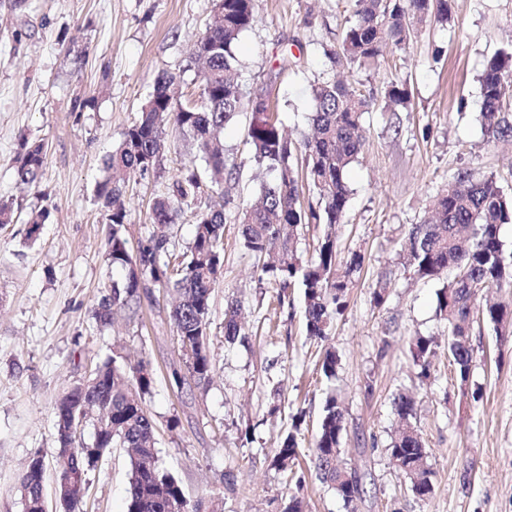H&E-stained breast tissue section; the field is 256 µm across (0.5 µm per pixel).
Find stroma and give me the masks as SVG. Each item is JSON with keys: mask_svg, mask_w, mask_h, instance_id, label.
<instances>
[{"mask_svg": "<svg viewBox=\"0 0 512 512\" xmlns=\"http://www.w3.org/2000/svg\"><path fill=\"white\" fill-rule=\"evenodd\" d=\"M214 9L215 0H0V198L21 204L12 223L0 225V512H23L27 461L53 455L56 400L112 357L150 370L144 405L160 463L200 512H211L218 498L223 512H279L294 483L270 457L295 425L308 512H512V336L475 321L468 381L443 351L419 380L410 338L443 343L448 326L436 314L440 281L418 278L403 258L409 228L424 221L457 171L495 176L512 193V138L488 140L478 121L484 67L512 52V0H452L447 24H414L405 50H386L378 65L362 69L330 56L353 0H255L256 21L237 45L240 81L245 91L269 93L290 137L308 130L315 80L344 76L371 101L364 146L347 172L348 208L334 229L340 257L357 251L364 263L325 340L306 333L301 290L278 302L277 286L259 281L256 259L241 246L235 216L262 181L246 111L222 135L237 174L224 185V272L209 315L207 389L173 379L186 367L165 288L142 290L113 325L94 319L114 276L108 211L96 196L109 175L105 161L159 74L177 76L181 101L197 98L203 71L190 48ZM397 82L411 99L393 112L384 95ZM27 140L45 147L34 187L20 184L16 172ZM201 166L175 140L161 175L129 181V251L153 232L146 216L164 182ZM41 210L48 218L28 238V216ZM376 290L385 293L383 305L372 301ZM235 300L246 325L231 344L224 313ZM327 347L338 357L330 380L319 365ZM275 384L281 410L272 417ZM408 391L433 472L425 501L388 454L398 425L393 400ZM329 394L344 412L341 462L364 489L350 505L317 478L312 460ZM88 479L80 512H127L123 449Z\"/></svg>", "mask_w": 512, "mask_h": 512, "instance_id": "obj_1", "label": "stroma"}]
</instances>
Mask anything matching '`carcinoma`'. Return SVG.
<instances>
[{
    "instance_id": "1",
    "label": "carcinoma",
    "mask_w": 512,
    "mask_h": 512,
    "mask_svg": "<svg viewBox=\"0 0 512 512\" xmlns=\"http://www.w3.org/2000/svg\"><path fill=\"white\" fill-rule=\"evenodd\" d=\"M451 0H355L336 61L357 67L379 62L387 46L405 47L410 38L409 22H448ZM255 21L254 0H219L210 25L191 49V58L208 67L206 82L198 98L177 100L172 87L176 76L158 75L141 109L140 117L124 133L122 142L106 161L112 176L100 182L97 197L109 214L108 255L112 267L125 271L112 282V295L102 299L94 311L96 321L112 322L114 314L138 298L147 283L173 290L178 303L172 312L178 343L191 380L198 386L210 383L213 365L208 353L211 297L224 266V181L232 178L219 133L243 109L251 112L247 140L258 166L274 175V182L261 186L256 198L241 213V245L262 261L261 277L273 280L281 290L298 287L305 299L306 331L326 338L336 314L346 306L354 275L364 257L353 252L338 259L336 238L326 233L314 253L298 249L301 230L307 224L340 223L351 189L346 180L350 165L363 146L362 117L367 100L352 85L325 80L311 85L314 112L310 121L314 134L296 144L280 131L266 102L246 97L238 78L236 45L241 34ZM512 54L491 58L481 75L480 122L490 138L512 132L508 112L512 108ZM195 149L204 162L201 175L189 171L164 186L155 197L149 223L156 230L137 255L127 247L128 210L123 197L127 177L163 169L165 139L169 133ZM304 153V165L298 154ZM44 145L24 142L15 159L17 174L27 184L37 183L44 164ZM216 202L200 210L189 249L177 264L161 261L167 252V228L175 223L180 206L191 205L203 189ZM316 191L320 207L303 205L305 189ZM512 224V195L490 175L475 179L469 172L457 173L436 198L432 218L414 224L408 231L407 262L422 279L439 280L437 312L448 324V359L467 381L473 358L470 326L474 315L492 326L496 335H512V302L477 305L478 293L486 288H512V255L503 249L502 226ZM241 307L232 303L225 311L224 336L232 344L242 335ZM440 343L416 336L409 343L417 377H429L432 358ZM153 378L143 363L127 368L117 360L98 367L71 387L55 405V474L65 512H76L88 488V472L111 454L125 450L129 464L127 512H197L190 505L176 477L158 463L155 425L143 405ZM415 402L401 393L394 399L402 427L392 439L390 455L408 479L419 499L433 492L432 471L426 465V450L416 427L409 421ZM89 412L87 423L97 429L96 442L75 445L81 408ZM344 415L336 398L325 399L324 415L312 449L315 468L322 481L336 488L343 501L362 493L361 480L338 465ZM299 457L292 432L274 449L271 464L282 471L293 470ZM44 458L30 459L21 481L25 512L39 510V489L45 478ZM303 479L282 503L281 512H304Z\"/></svg>"
}]
</instances>
